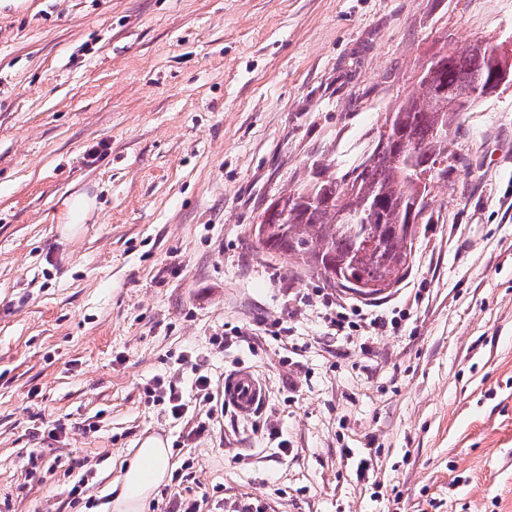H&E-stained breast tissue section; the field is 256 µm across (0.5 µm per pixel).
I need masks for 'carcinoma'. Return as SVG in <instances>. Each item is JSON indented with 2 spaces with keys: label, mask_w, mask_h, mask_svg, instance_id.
I'll return each mask as SVG.
<instances>
[{
  "label": "carcinoma",
  "mask_w": 512,
  "mask_h": 512,
  "mask_svg": "<svg viewBox=\"0 0 512 512\" xmlns=\"http://www.w3.org/2000/svg\"><path fill=\"white\" fill-rule=\"evenodd\" d=\"M418 79L416 93L388 113V146H372L365 158L349 169L351 186L343 178H323L279 197L287 213L269 236L261 242L268 253L302 263L322 277L330 267L342 281L352 277L364 285L363 293L374 296L402 280L409 269L413 242L407 239V220L415 197L426 199L431 176L424 173L440 163L439 178L448 177V137L439 133L448 112V100L469 107L487 98L484 88L490 70L486 52L474 48L467 54L445 53ZM417 144L421 152L399 159L402 144ZM359 212L364 224H345L342 214Z\"/></svg>",
  "instance_id": "1"
}]
</instances>
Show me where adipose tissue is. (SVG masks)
Returning <instances> with one entry per match:
<instances>
[{"mask_svg": "<svg viewBox=\"0 0 512 512\" xmlns=\"http://www.w3.org/2000/svg\"><path fill=\"white\" fill-rule=\"evenodd\" d=\"M170 467V454L161 440L145 439L129 461L113 512H144L154 490L163 483Z\"/></svg>", "mask_w": 512, "mask_h": 512, "instance_id": "obj_1", "label": "adipose tissue"}]
</instances>
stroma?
<instances>
[{
	"instance_id": "obj_1",
	"label": "stroma",
	"mask_w": 512,
	"mask_h": 512,
	"mask_svg": "<svg viewBox=\"0 0 512 512\" xmlns=\"http://www.w3.org/2000/svg\"><path fill=\"white\" fill-rule=\"evenodd\" d=\"M486 42L512 46V0H0V512H105L148 437V512H512V83L458 114L466 164L381 298L253 232ZM331 304L406 317L339 335ZM240 368L251 417L191 387ZM153 392L150 391V397H153V401L165 402L167 398L170 405V413L173 418L179 419L185 414L186 403L183 402V396L179 394L171 384L168 385L167 389L164 387V384L159 381Z\"/></svg>"
}]
</instances>
